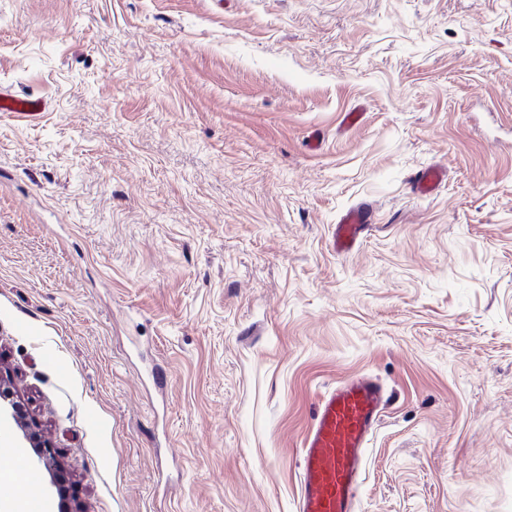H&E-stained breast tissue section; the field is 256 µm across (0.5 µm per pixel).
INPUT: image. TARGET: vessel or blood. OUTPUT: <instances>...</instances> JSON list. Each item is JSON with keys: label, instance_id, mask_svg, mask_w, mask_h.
Masks as SVG:
<instances>
[{"label": "vessel or blood", "instance_id": "obj_1", "mask_svg": "<svg viewBox=\"0 0 512 512\" xmlns=\"http://www.w3.org/2000/svg\"><path fill=\"white\" fill-rule=\"evenodd\" d=\"M45 108L40 98L0 90V112L32 117ZM443 177L436 166L417 173L415 193L430 194ZM371 212L369 205L359 204L340 217L333 235L338 252L352 251L366 236ZM386 400L384 386L368 375L353 377L321 394L302 441L296 512H354L368 444Z\"/></svg>", "mask_w": 512, "mask_h": 512}]
</instances>
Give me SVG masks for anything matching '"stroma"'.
<instances>
[{"label": "stroma", "instance_id": "35a3bbf8", "mask_svg": "<svg viewBox=\"0 0 512 512\" xmlns=\"http://www.w3.org/2000/svg\"><path fill=\"white\" fill-rule=\"evenodd\" d=\"M0 86L49 103L0 112V368L83 512H295L360 373L356 512H512V0H0ZM444 177L443 171L432 166L423 172L416 174L414 178V192L421 196H426L435 190ZM372 207L358 204L349 208L336 224L333 245L338 252L347 253L366 236L371 223ZM386 400L384 386L368 375L321 394L301 445L296 512H354Z\"/></svg>", "mask_w": 512, "mask_h": 512}]
</instances>
